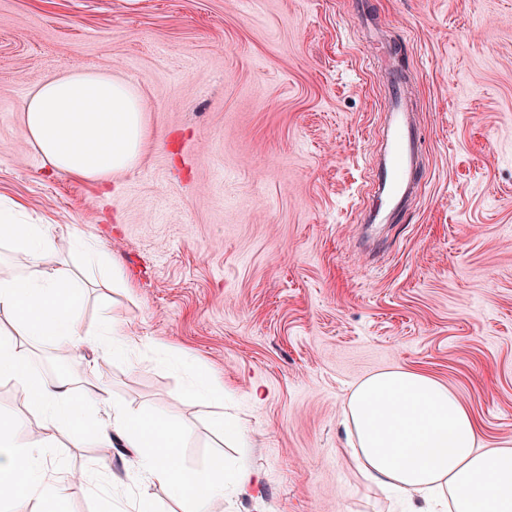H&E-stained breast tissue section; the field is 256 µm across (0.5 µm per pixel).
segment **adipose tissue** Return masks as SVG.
Wrapping results in <instances>:
<instances>
[{
	"label": "adipose tissue",
	"mask_w": 512,
	"mask_h": 512,
	"mask_svg": "<svg viewBox=\"0 0 512 512\" xmlns=\"http://www.w3.org/2000/svg\"><path fill=\"white\" fill-rule=\"evenodd\" d=\"M22 130L45 164L101 182L134 168L144 139V109L131 81L111 72L66 67L32 89L21 109ZM0 241L8 243L18 272L0 274V378L18 383L51 428L96 448L121 444L130 467L149 485L170 489L189 512H206L227 482L256 485L242 467L226 475L223 459L206 472L180 466L191 432L142 409L113 407L109 421L89 417V404L107 401L105 385L75 390L70 378L46 383L36 372L31 343L54 341L70 350L85 337L75 315L77 286L68 269L47 268L56 249L46 224L27 222L17 203L0 201ZM352 456L363 476L407 499L419 512H512V447L483 450L480 427L468 406L433 376L403 368L380 371L351 390L345 408ZM48 449L28 440L23 424L0 415V512L60 501L66 479L45 467Z\"/></svg>",
	"instance_id": "1"
}]
</instances>
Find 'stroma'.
Returning a JSON list of instances; mask_svg holds the SVG:
<instances>
[{"mask_svg":"<svg viewBox=\"0 0 512 512\" xmlns=\"http://www.w3.org/2000/svg\"><path fill=\"white\" fill-rule=\"evenodd\" d=\"M387 55L369 57L373 40ZM71 65L130 79L143 100L136 167L98 185L43 166L21 128L27 93ZM400 68L422 132L418 189L365 219L382 144L381 76ZM0 198L50 225L78 277L90 342L60 353L113 405L190 429L182 464L261 474L209 512H408L344 451L348 395L417 370L454 389L489 448L512 446V0H0ZM94 236L131 291L70 255ZM117 310L142 343L113 356ZM201 372L223 398L192 400ZM49 440L70 478L62 512H102L140 481L122 447L46 427L14 381L0 414ZM223 418V430L212 421ZM241 429L245 445L226 440Z\"/></svg>","mask_w":512,"mask_h":512,"instance_id":"1","label":"stroma"}]
</instances>
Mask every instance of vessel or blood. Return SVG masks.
<instances>
[{"mask_svg": "<svg viewBox=\"0 0 512 512\" xmlns=\"http://www.w3.org/2000/svg\"><path fill=\"white\" fill-rule=\"evenodd\" d=\"M387 82L385 110L388 120L383 129L385 157L371 169L377 199L374 211L378 214L403 206L411 184L417 180L420 155L417 127L405 102L401 73L391 72Z\"/></svg>", "mask_w": 512, "mask_h": 512, "instance_id": "obj_1", "label": "vessel or blood"}]
</instances>
